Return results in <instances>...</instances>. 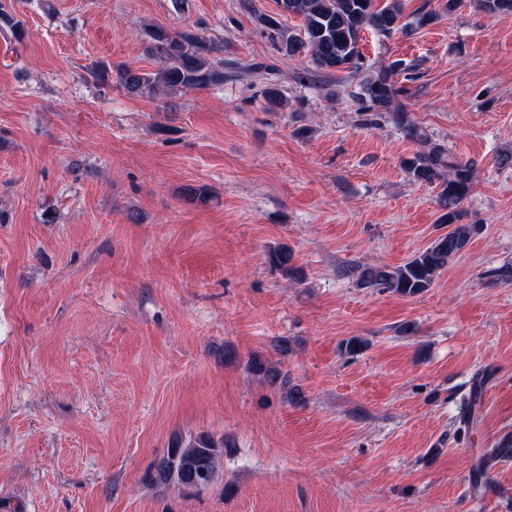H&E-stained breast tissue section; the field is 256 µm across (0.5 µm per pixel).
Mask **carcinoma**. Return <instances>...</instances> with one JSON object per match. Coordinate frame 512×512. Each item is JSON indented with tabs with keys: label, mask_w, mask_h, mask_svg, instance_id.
<instances>
[{
	"label": "carcinoma",
	"mask_w": 512,
	"mask_h": 512,
	"mask_svg": "<svg viewBox=\"0 0 512 512\" xmlns=\"http://www.w3.org/2000/svg\"><path fill=\"white\" fill-rule=\"evenodd\" d=\"M282 12L303 19V33L282 36L280 22L264 16L265 27L278 35V50L285 57L309 59L316 72L347 71L359 74L361 33L372 29L382 35L400 31L406 35L413 28L400 26L402 6L398 0L383 6L375 0H278ZM488 14L512 12V0H478ZM145 53L156 60L157 68L142 72L126 65L109 71L96 67L88 71L95 80L112 77V82L126 94L158 98L171 93L203 90L224 85L227 75L220 49L198 33L186 29L170 32L161 26L145 29ZM363 95L370 107L386 111L387 117L419 145V150L403 165L412 178L421 183H438V204L445 213L440 223L448 232L435 238L428 247L399 266H354L348 269L364 288H379L401 297H415L428 291L449 262L469 244L475 225L460 223V204L473 187L472 165L450 155L444 145L429 141L426 133L410 118L409 112L396 102L401 90L394 81V69L381 67L361 81ZM293 253L286 248L269 251L272 266L290 274ZM257 373L273 385L288 387V375L277 368L258 362ZM224 456V442L201 434L187 442L178 441L167 453L155 460L142 475L150 485H175L193 491L213 484L219 477L218 467Z\"/></svg>",
	"instance_id": "carcinoma-1"
}]
</instances>
